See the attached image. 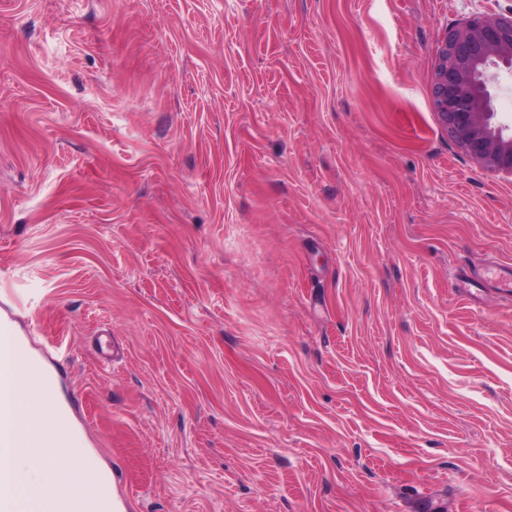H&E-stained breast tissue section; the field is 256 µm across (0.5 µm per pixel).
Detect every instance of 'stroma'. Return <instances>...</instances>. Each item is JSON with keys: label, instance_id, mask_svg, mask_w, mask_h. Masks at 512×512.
<instances>
[{"label": "stroma", "instance_id": "stroma-1", "mask_svg": "<svg viewBox=\"0 0 512 512\" xmlns=\"http://www.w3.org/2000/svg\"><path fill=\"white\" fill-rule=\"evenodd\" d=\"M512 0H0V318L120 512H512V176L431 102Z\"/></svg>", "mask_w": 512, "mask_h": 512}]
</instances>
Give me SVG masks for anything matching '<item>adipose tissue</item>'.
I'll return each instance as SVG.
<instances>
[{
  "mask_svg": "<svg viewBox=\"0 0 512 512\" xmlns=\"http://www.w3.org/2000/svg\"><path fill=\"white\" fill-rule=\"evenodd\" d=\"M9 333L0 327V512H17L21 500L72 492L68 477L57 474L61 459L78 461L72 445H61L51 452L35 446L20 448L16 435L37 438L52 421L54 404L38 388H16L18 370L8 357Z\"/></svg>",
  "mask_w": 512,
  "mask_h": 512,
  "instance_id": "obj_1",
  "label": "adipose tissue"
}]
</instances>
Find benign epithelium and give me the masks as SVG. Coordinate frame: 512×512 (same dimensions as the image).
Wrapping results in <instances>:
<instances>
[{
  "label": "benign epithelium",
  "mask_w": 512,
  "mask_h": 512,
  "mask_svg": "<svg viewBox=\"0 0 512 512\" xmlns=\"http://www.w3.org/2000/svg\"><path fill=\"white\" fill-rule=\"evenodd\" d=\"M512 83V10L474 14L439 50L432 103L455 144L483 169L512 176V115L495 112L491 90Z\"/></svg>",
  "instance_id": "benign-epithelium-1"
}]
</instances>
